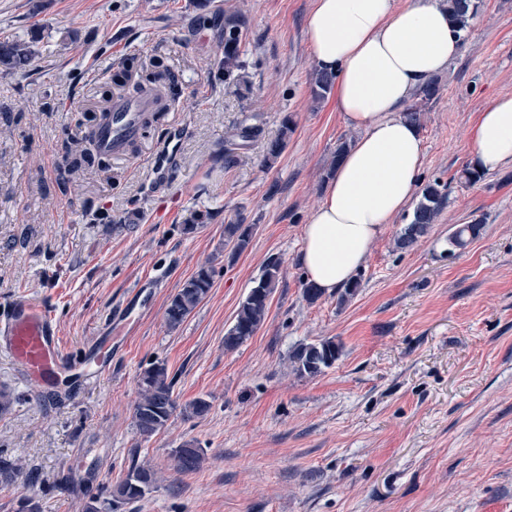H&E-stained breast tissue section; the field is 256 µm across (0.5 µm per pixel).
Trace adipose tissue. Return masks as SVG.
<instances>
[{
  "instance_id": "obj_1",
  "label": "adipose tissue",
  "mask_w": 512,
  "mask_h": 512,
  "mask_svg": "<svg viewBox=\"0 0 512 512\" xmlns=\"http://www.w3.org/2000/svg\"><path fill=\"white\" fill-rule=\"evenodd\" d=\"M306 33L317 67L336 76V111L362 132L304 232L307 278L330 294L352 280L372 242L414 198L424 147L404 109L459 55L462 33L443 0H315ZM472 147L481 172L512 165V96L481 112Z\"/></svg>"
}]
</instances>
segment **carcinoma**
Here are the masks:
<instances>
[{
  "label": "carcinoma",
  "instance_id": "obj_1",
  "mask_svg": "<svg viewBox=\"0 0 512 512\" xmlns=\"http://www.w3.org/2000/svg\"><path fill=\"white\" fill-rule=\"evenodd\" d=\"M451 20L457 27L468 32L471 20L480 7V0H444ZM246 20L237 10H224V55L218 62V70L224 72V81L238 83L242 69L241 37ZM32 45L22 41L0 42V65L8 69H23L34 57ZM335 75L328 72L317 74L313 94L317 98L324 97L333 87ZM175 78L163 71L159 61L151 63V72L143 80L134 84L136 91L153 88L166 96L164 90H173ZM438 92L435 81L428 82L415 96L414 103L406 112L408 119L417 122L425 106ZM294 121L291 116L283 118L280 136L270 141L266 146V161L276 160L288 143V135L293 131ZM258 129L254 126L238 127L231 132L224 146V165L236 163L234 155L235 141L247 142L255 138ZM446 197L445 186L435 181L427 184L421 193V198L413 208L410 223L401 232L397 244L401 248L411 246L418 237L427 232L430 224L434 223ZM483 223L476 220L464 224L448 236V251L454 252L467 246L470 240L477 237ZM253 226L245 224L224 225L225 242L233 244V253L243 252L251 239ZM280 263H269L263 275L250 288L244 300L240 303L233 325L224 335V348L233 350L251 336L263 324L270 297L276 287ZM214 269L209 264L198 267L196 272L187 279L174 294L166 308V321L169 326H179L208 296L213 286ZM341 346L327 339L318 343L300 344L289 354L293 371L301 377H314L323 369L332 366L339 358ZM139 396L133 411L134 428L143 438H150L163 429L177 409V401L173 397L174 381L169 377L168 368L162 362H154L144 368L138 375ZM201 460V449L192 442H186L175 450V461L178 469L191 472L198 468ZM156 481V472L143 465L133 466L127 476L110 490V498L101 499L100 494L93 492L89 484L82 481L70 485L74 492L82 495V512H112L115 506L130 503L140 499L145 491Z\"/></svg>",
  "mask_w": 512,
  "mask_h": 512
}]
</instances>
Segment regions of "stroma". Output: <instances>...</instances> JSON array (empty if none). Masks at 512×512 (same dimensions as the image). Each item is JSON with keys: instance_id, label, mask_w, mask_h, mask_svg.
<instances>
[{"instance_id": "obj_1", "label": "stroma", "mask_w": 512, "mask_h": 512, "mask_svg": "<svg viewBox=\"0 0 512 512\" xmlns=\"http://www.w3.org/2000/svg\"><path fill=\"white\" fill-rule=\"evenodd\" d=\"M314 0H0V41L32 42L20 70L0 67V312L18 297L54 316L64 352L84 361L111 337L105 366L37 392L0 352V512H81L69 476L109 492L133 464L158 480L116 512H512V165L474 184L472 129L496 97L512 95V0H482L459 57L437 75L420 129V184L446 185L443 210L401 249L397 215L372 243L346 303L308 302L299 258L304 226L334 174L337 146L360 130L332 97L313 100L317 66L305 31ZM238 7L244 85L215 62L224 11ZM161 57L176 100L121 158L68 174L91 104L126 59ZM294 132L263 162L286 115ZM259 134L230 167L214 162L233 127ZM183 128L167 184L148 192L155 152ZM210 211L192 233L191 214ZM483 219L467 248L456 226ZM228 224H250L233 254ZM280 262L264 323L233 350L224 335L269 259ZM209 296L178 327L167 304L204 263ZM332 339L343 350L314 377L289 352ZM175 375L179 405L142 439L133 426L137 379L150 363ZM205 399L204 416L183 405ZM201 449L175 469V448ZM201 460V449L194 442H186L175 450V461L178 469L191 472L198 468Z\"/></svg>"}]
</instances>
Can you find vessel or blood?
Returning <instances> with one entry per match:
<instances>
[{
	"instance_id": "vessel-or-blood-1",
	"label": "vessel or blood",
	"mask_w": 512,
	"mask_h": 512,
	"mask_svg": "<svg viewBox=\"0 0 512 512\" xmlns=\"http://www.w3.org/2000/svg\"><path fill=\"white\" fill-rule=\"evenodd\" d=\"M161 105V99L151 89L134 97L113 98L110 112L96 129L99 150L108 155L125 154L145 117ZM173 164V149L164 145L153 167L152 183L166 182ZM0 350L11 356L21 366L26 379L40 390L51 387L62 373L74 366L61 348L51 312L32 299L13 301L0 314Z\"/></svg>"
}]
</instances>
